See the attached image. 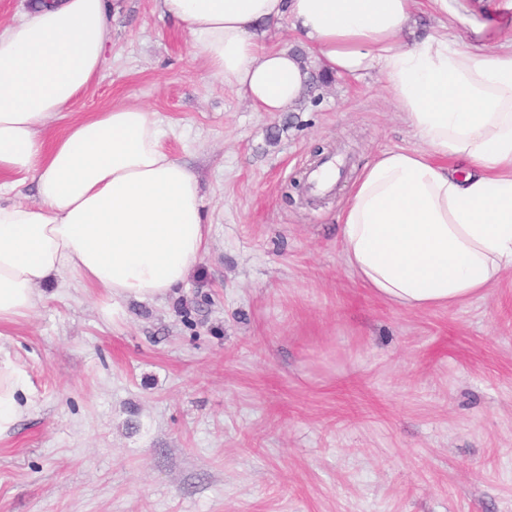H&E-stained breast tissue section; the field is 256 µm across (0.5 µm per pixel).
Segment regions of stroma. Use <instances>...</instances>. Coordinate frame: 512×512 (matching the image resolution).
<instances>
[{"label":"stroma","instance_id":"stroma-1","mask_svg":"<svg viewBox=\"0 0 512 512\" xmlns=\"http://www.w3.org/2000/svg\"><path fill=\"white\" fill-rule=\"evenodd\" d=\"M415 0L492 52L512 0ZM78 108L158 113L198 176L206 246L175 295L65 277L0 345L35 406L0 438V512H512V270L483 296L394 306L345 264L363 165L421 143L378 72L260 112L156 0H114Z\"/></svg>","mask_w":512,"mask_h":512}]
</instances>
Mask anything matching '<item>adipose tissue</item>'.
I'll return each mask as SVG.
<instances>
[{"instance_id": "ef3b65f1", "label": "adipose tissue", "mask_w": 512, "mask_h": 512, "mask_svg": "<svg viewBox=\"0 0 512 512\" xmlns=\"http://www.w3.org/2000/svg\"><path fill=\"white\" fill-rule=\"evenodd\" d=\"M209 72L262 112L291 111L307 59L338 76L378 71L425 150L366 163L338 216L359 282L407 309L482 296L512 268V41L461 46L455 24L398 40L412 0H158ZM109 0H51L0 29V327L64 275L113 301L182 286L206 242L197 175L135 104L75 111L103 63ZM287 19L307 52L268 49L262 24ZM60 131H51L53 122ZM35 183L38 199L14 195ZM34 406L0 354V437Z\"/></svg>"}]
</instances>
